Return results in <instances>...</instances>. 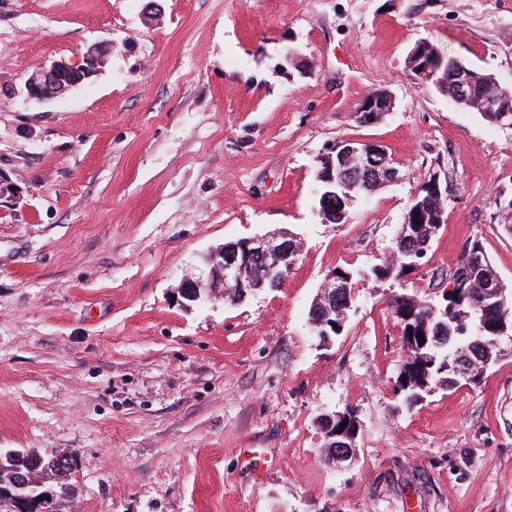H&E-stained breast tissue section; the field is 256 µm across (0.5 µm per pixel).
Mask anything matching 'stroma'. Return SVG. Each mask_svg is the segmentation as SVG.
Listing matches in <instances>:
<instances>
[{
    "label": "stroma",
    "instance_id": "35a3bbf8",
    "mask_svg": "<svg viewBox=\"0 0 512 512\" xmlns=\"http://www.w3.org/2000/svg\"><path fill=\"white\" fill-rule=\"evenodd\" d=\"M0 0V454L67 452L70 512H512V340L479 381L408 404L390 307L441 300L480 240L512 287V128L406 68L415 44L512 86V0ZM104 66L47 103L52 62ZM392 98L369 123L368 92ZM383 146L398 182L319 213L332 144ZM448 218L405 286L378 281L418 185ZM303 244L279 286H208L225 243ZM353 271L340 335L309 311ZM188 279L201 297L178 294ZM353 410V457L319 422Z\"/></svg>",
    "mask_w": 512,
    "mask_h": 512
}]
</instances>
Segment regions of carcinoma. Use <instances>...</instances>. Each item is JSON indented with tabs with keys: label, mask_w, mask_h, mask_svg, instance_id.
Wrapping results in <instances>:
<instances>
[{
	"label": "carcinoma",
	"mask_w": 512,
	"mask_h": 512,
	"mask_svg": "<svg viewBox=\"0 0 512 512\" xmlns=\"http://www.w3.org/2000/svg\"><path fill=\"white\" fill-rule=\"evenodd\" d=\"M432 63L438 69L441 79L448 78V70L461 68L455 61L445 59L435 45H430ZM374 174L371 171L353 169L336 179V194L355 198L361 193L374 189ZM436 203L429 200L426 184H421L406 212L408 222L402 225L388 262L373 270L377 280L397 279L400 288H405V278L413 270V262L421 258L424 247L432 241L441 225L431 223L430 212ZM495 275L487 255H482L481 269L471 267L469 251H464L450 280L456 284L451 297L444 303L430 305L427 301L408 293H399L391 301V312L401 326L405 342L412 346L399 373L406 378L402 392L406 400L413 404L430 391L434 382L448 387H461L473 384L483 375L494 361L493 352L498 340L512 336V292L503 283H498L500 292L492 297L484 295L480 277ZM346 296H332L310 310L309 320L313 329L327 328L334 318L342 317L347 311ZM425 342L418 343L419 335ZM21 458L7 455L0 457V507L7 512H33L32 503L27 498L38 495L42 490L49 491L55 501L46 502V507H59L57 512H67L63 504L69 501L65 479L72 470L73 458L58 455L48 460V470L38 469L34 481L52 475L55 485L36 486L27 489H14L13 475Z\"/></svg>",
	"instance_id": "1"
}]
</instances>
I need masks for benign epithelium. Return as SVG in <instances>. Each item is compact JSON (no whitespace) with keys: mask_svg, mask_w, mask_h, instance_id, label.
<instances>
[{"mask_svg":"<svg viewBox=\"0 0 512 512\" xmlns=\"http://www.w3.org/2000/svg\"><path fill=\"white\" fill-rule=\"evenodd\" d=\"M109 51L108 45L95 47L78 66L64 60L54 62L49 69L29 78L26 83L28 95L39 101H48L68 93L98 70ZM428 51V44L420 41L407 58V68L414 70L423 84L433 78L431 66L425 61ZM447 94L458 105L466 101L480 113L498 112L499 119H512V109L506 106V101L512 99V88L502 86L490 75L475 72L465 82L448 90ZM391 107L392 100L388 94L372 92L360 100L357 112L363 121L370 122L378 113L387 112ZM378 152L382 153L384 149L370 145L364 150L356 143L340 142L330 148L329 158L341 164L367 166L374 164L373 155ZM296 253L295 244L286 232L245 238L232 248H221L210 255L208 263L212 285L215 288L232 286L243 294L249 290L273 288L285 275L284 268L295 263L292 256ZM44 461L41 455L26 460L25 467L18 470L17 483L29 485L30 472L43 465Z\"/></svg>","mask_w":512,"mask_h":512,"instance_id":"obj_1","label":"benign epithelium"}]
</instances>
